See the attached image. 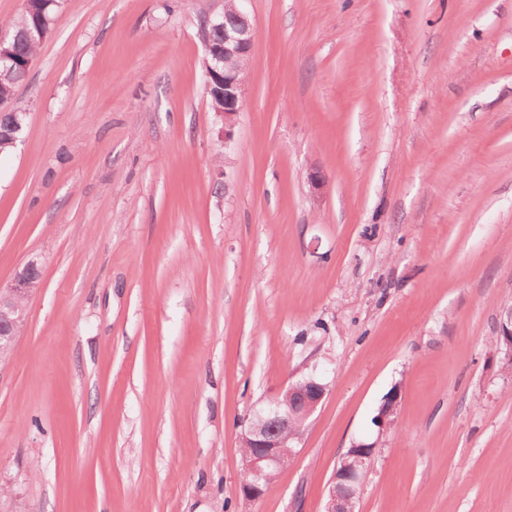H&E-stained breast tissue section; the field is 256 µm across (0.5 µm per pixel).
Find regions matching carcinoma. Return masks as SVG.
Wrapping results in <instances>:
<instances>
[{
  "instance_id": "cac0c4a2",
  "label": "carcinoma",
  "mask_w": 512,
  "mask_h": 512,
  "mask_svg": "<svg viewBox=\"0 0 512 512\" xmlns=\"http://www.w3.org/2000/svg\"><path fill=\"white\" fill-rule=\"evenodd\" d=\"M60 6V0H23L20 14L9 22L0 25L10 29L12 62L7 67L0 66V98L10 99L16 87L28 71L27 64L34 58L39 45L30 34L36 31H48L53 17Z\"/></svg>"
}]
</instances>
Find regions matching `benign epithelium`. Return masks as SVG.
<instances>
[{"label":"benign epithelium","instance_id":"1","mask_svg":"<svg viewBox=\"0 0 512 512\" xmlns=\"http://www.w3.org/2000/svg\"><path fill=\"white\" fill-rule=\"evenodd\" d=\"M216 6L205 11L199 23L202 27H220L224 41L208 42L204 46L211 58L206 76L223 78L224 111L216 113L229 136L241 112L248 70L233 68L231 61L251 55L257 31L249 20L244 0H214ZM41 279L37 260H28L15 274L11 283L0 287V359L9 354L25 317L26 303ZM498 335L504 337L497 348L500 362L512 366V304L499 310ZM326 396V385L306 377L288 385L267 407L255 412L241 434L247 451L241 452L242 470L251 480L242 486L248 498H260L275 480L284 462L296 454L299 433L289 431L297 419L308 418ZM398 392H392L380 406L374 422L380 428L392 427L397 418ZM375 445L358 443L347 449L336 466L330 481L325 512H354L355 489L362 485Z\"/></svg>","mask_w":512,"mask_h":512}]
</instances>
